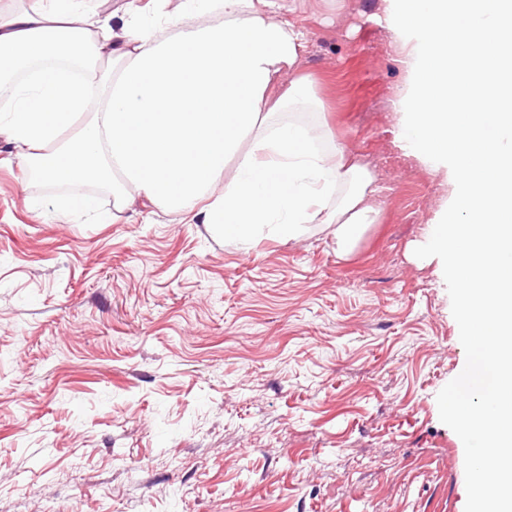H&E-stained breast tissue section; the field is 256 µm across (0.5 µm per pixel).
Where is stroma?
<instances>
[{
    "mask_svg": "<svg viewBox=\"0 0 512 512\" xmlns=\"http://www.w3.org/2000/svg\"><path fill=\"white\" fill-rule=\"evenodd\" d=\"M322 124L383 188L350 258L327 225L249 243L146 205L63 212L0 137V512H465L440 390L465 367L438 261L453 186L394 143L382 0H293Z\"/></svg>",
    "mask_w": 512,
    "mask_h": 512,
    "instance_id": "35a3bbf8",
    "label": "stroma"
}]
</instances>
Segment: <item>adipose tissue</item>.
Masks as SVG:
<instances>
[{"instance_id": "ef3b65f1", "label": "adipose tissue", "mask_w": 512, "mask_h": 512, "mask_svg": "<svg viewBox=\"0 0 512 512\" xmlns=\"http://www.w3.org/2000/svg\"><path fill=\"white\" fill-rule=\"evenodd\" d=\"M167 3L129 5L117 27L94 20L91 0L0 15V136L42 182L106 187L120 208L174 210L243 242L329 224L351 255L379 221L382 189L325 129L286 117L322 108L297 71L303 25L281 18V0ZM204 13L220 23H200ZM104 60L112 75L94 107Z\"/></svg>"}]
</instances>
